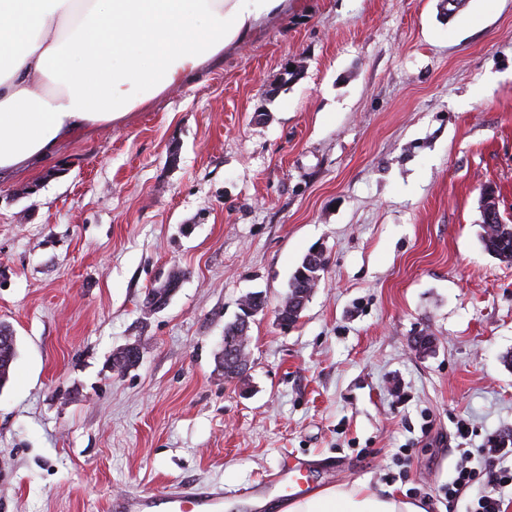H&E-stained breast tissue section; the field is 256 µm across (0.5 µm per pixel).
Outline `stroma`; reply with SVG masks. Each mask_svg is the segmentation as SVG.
<instances>
[{"mask_svg": "<svg viewBox=\"0 0 512 512\" xmlns=\"http://www.w3.org/2000/svg\"><path fill=\"white\" fill-rule=\"evenodd\" d=\"M488 185L512 224V0H290L183 84L1 175L18 355L0 512H109L168 485L277 512L251 501L294 464L313 490L472 512L441 492L461 449L512 433V262L480 242ZM315 247L327 266L282 329ZM252 292L267 307L228 379L224 326ZM132 343L140 364L114 374ZM180 278L178 276H171L166 281L163 282V285H161L158 288H153L155 292L150 294L148 298L144 301V308L148 311H155L167 304L169 301L171 295H173L174 292L178 286H179ZM170 293L169 295H160L161 293ZM159 293V294H158Z\"/></svg>", "mask_w": 512, "mask_h": 512, "instance_id": "35a3bbf8", "label": "stroma"}]
</instances>
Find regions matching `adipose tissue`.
<instances>
[{
    "instance_id": "adipose-tissue-1",
    "label": "adipose tissue",
    "mask_w": 512,
    "mask_h": 512,
    "mask_svg": "<svg viewBox=\"0 0 512 512\" xmlns=\"http://www.w3.org/2000/svg\"><path fill=\"white\" fill-rule=\"evenodd\" d=\"M288 0H0V173L109 125L247 40ZM282 512H423L332 485Z\"/></svg>"
}]
</instances>
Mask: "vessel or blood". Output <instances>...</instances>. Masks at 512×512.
I'll use <instances>...</instances> for the list:
<instances>
[{"instance_id":"b4317fda","label":"vessel or blood","mask_w":512,"mask_h":512,"mask_svg":"<svg viewBox=\"0 0 512 512\" xmlns=\"http://www.w3.org/2000/svg\"><path fill=\"white\" fill-rule=\"evenodd\" d=\"M113 512H224L223 491L174 489L162 494L130 495L112 503Z\"/></svg>"}]
</instances>
